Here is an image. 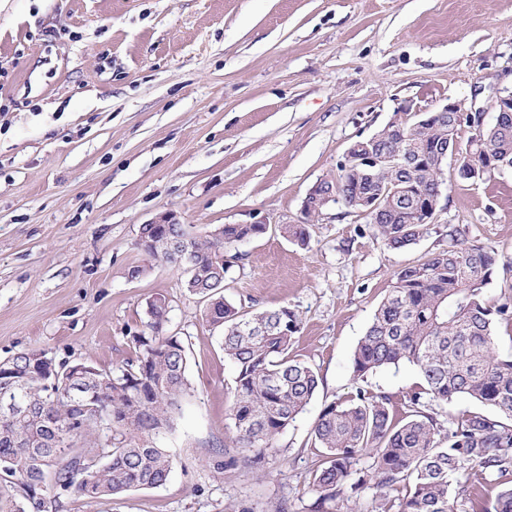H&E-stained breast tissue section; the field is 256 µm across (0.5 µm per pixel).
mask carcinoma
<instances>
[{"label": "carcinoma", "mask_w": 512, "mask_h": 512, "mask_svg": "<svg viewBox=\"0 0 512 512\" xmlns=\"http://www.w3.org/2000/svg\"><path fill=\"white\" fill-rule=\"evenodd\" d=\"M482 123L476 112H450L419 122L404 112L398 124L362 142H371L378 161L360 163L353 151L340 164L336 181H323V192L365 214L374 236L394 249H408L437 228L421 221L417 201L433 196L444 179L438 159L453 148L462 127ZM512 163V113H503L483 129L478 154L460 164L456 181L475 184L469 173L486 162ZM381 198L371 213L363 201ZM265 224H226L221 239L191 235L171 224V240L184 245L178 258L157 241V227L143 224L139 244L155 262L176 265L187 274V289L204 299L207 323L223 329L221 346L235 372V402L230 420L235 447L253 454L256 463L275 449L279 435L297 419L319 387L317 371L289 356L299 322L281 307L249 313L224 299L227 264L224 249L257 237ZM279 231L302 246L310 225L281 224ZM448 245L423 261L400 269L393 288L381 301L352 357L355 377L407 362L416 366L424 385L408 402L421 399L441 406L468 397L492 414L468 412L446 427L436 414L398 419L391 399L357 386L346 403H332L313 428L319 451L311 484L319 497L313 512L345 496L346 489L373 490L374 512H454L450 488L481 495L497 476L492 512H512V358L496 351L494 328L512 326V285L490 302L485 287L498 264L493 250L458 243V229L448 228ZM169 302L147 303L145 329L132 336L135 357L92 384L95 406L108 408L110 419L63 392L72 387L65 363L50 359L32 370L35 350L1 361L13 374L26 412L0 417V512H44L46 501L71 494L114 497L134 488H156L167 481L174 462L152 442L169 427L189 390L187 354L177 335H163ZM106 441H92L96 431ZM372 460L365 471L360 457Z\"/></svg>", "instance_id": "cac0c4a2"}]
</instances>
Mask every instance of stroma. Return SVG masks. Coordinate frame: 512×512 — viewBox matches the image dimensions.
<instances>
[{
    "instance_id": "stroma-1",
    "label": "stroma",
    "mask_w": 512,
    "mask_h": 512,
    "mask_svg": "<svg viewBox=\"0 0 512 512\" xmlns=\"http://www.w3.org/2000/svg\"><path fill=\"white\" fill-rule=\"evenodd\" d=\"M502 88L512 0H0V360L36 349L122 365L158 295L188 358L190 389L156 440L174 460L167 482L72 495L56 512H309L327 405L358 385L413 414L415 366L357 379L351 359L396 272L441 237L389 249L341 203L313 218L308 246L278 227L302 223L309 190L395 112L456 101L489 126ZM162 212L196 235L267 227L226 249L224 296L294 311L291 353L320 385L260 467H217L235 452L234 372L182 270L139 246L140 225ZM434 222L512 260V169L448 181ZM137 265L146 273L130 277Z\"/></svg>"
}]
</instances>
